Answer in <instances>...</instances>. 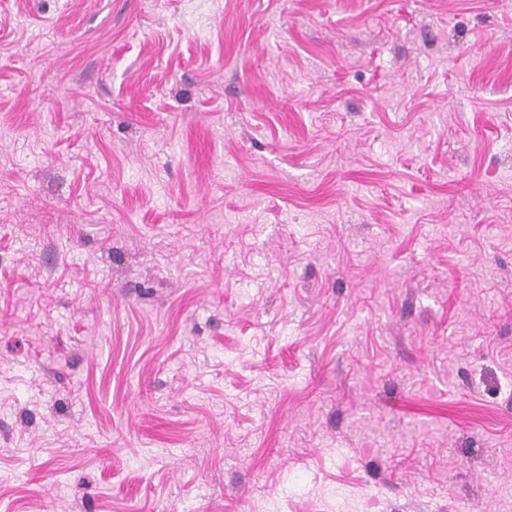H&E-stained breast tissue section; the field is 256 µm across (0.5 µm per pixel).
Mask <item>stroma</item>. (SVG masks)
Listing matches in <instances>:
<instances>
[{
  "label": "stroma",
  "instance_id": "35a3bbf8",
  "mask_svg": "<svg viewBox=\"0 0 512 512\" xmlns=\"http://www.w3.org/2000/svg\"><path fill=\"white\" fill-rule=\"evenodd\" d=\"M512 512V0H0V512Z\"/></svg>",
  "mask_w": 512,
  "mask_h": 512
}]
</instances>
